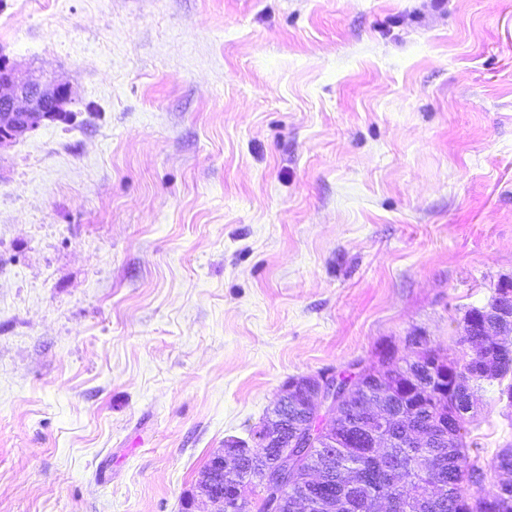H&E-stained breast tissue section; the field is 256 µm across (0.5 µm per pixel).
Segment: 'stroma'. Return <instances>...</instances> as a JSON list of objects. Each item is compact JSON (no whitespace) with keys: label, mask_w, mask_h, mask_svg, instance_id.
<instances>
[{"label":"stroma","mask_w":512,"mask_h":512,"mask_svg":"<svg viewBox=\"0 0 512 512\" xmlns=\"http://www.w3.org/2000/svg\"><path fill=\"white\" fill-rule=\"evenodd\" d=\"M0 51L75 113L0 149V512H183L289 378L457 357L512 279V0H0Z\"/></svg>","instance_id":"1"}]
</instances>
